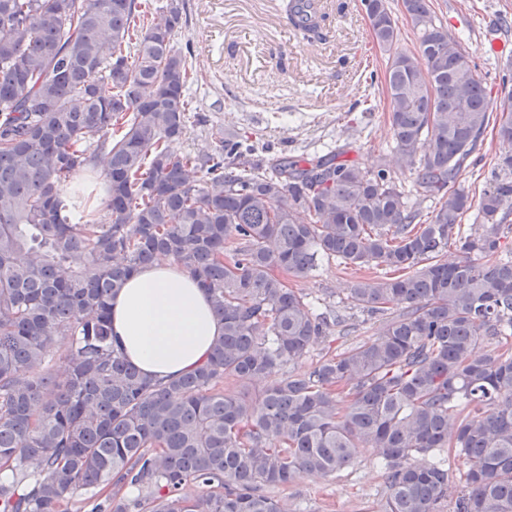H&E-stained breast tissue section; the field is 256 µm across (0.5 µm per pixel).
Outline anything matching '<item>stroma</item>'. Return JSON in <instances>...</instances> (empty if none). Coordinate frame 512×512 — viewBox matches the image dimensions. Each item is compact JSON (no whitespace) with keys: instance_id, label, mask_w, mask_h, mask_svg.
Here are the masks:
<instances>
[{"instance_id":"stroma-1","label":"stroma","mask_w":512,"mask_h":512,"mask_svg":"<svg viewBox=\"0 0 512 512\" xmlns=\"http://www.w3.org/2000/svg\"><path fill=\"white\" fill-rule=\"evenodd\" d=\"M187 25L178 46L188 51L195 77L188 95L199 121L175 151L211 152L212 132L248 139L264 154L311 157L336 142L351 145L349 160L372 169L390 162L394 139L384 73L388 54L374 42L361 0H322L330 30L310 43L279 23V0H186ZM448 35L470 55L493 94L512 90V55L485 53L487 43L512 44V0H431ZM495 131H487L477 162L457 183L480 196L497 154ZM355 279L335 259H319L311 277L296 287L317 306H332L350 328L310 347L298 363L307 369L325 355L375 339L385 321L351 307ZM387 475L372 449L334 475H297L270 494L289 512H382Z\"/></svg>"}]
</instances>
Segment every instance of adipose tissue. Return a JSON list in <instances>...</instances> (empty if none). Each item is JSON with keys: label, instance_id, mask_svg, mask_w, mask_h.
Masks as SVG:
<instances>
[{"label": "adipose tissue", "instance_id": "obj_1", "mask_svg": "<svg viewBox=\"0 0 512 512\" xmlns=\"http://www.w3.org/2000/svg\"><path fill=\"white\" fill-rule=\"evenodd\" d=\"M110 311L117 349L142 373L159 379L194 370L223 331L207 293L168 257L130 277L111 299Z\"/></svg>", "mask_w": 512, "mask_h": 512}]
</instances>
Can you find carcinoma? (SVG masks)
I'll list each match as a JSON object with an SVG mask.
<instances>
[{"label":"carcinoma","instance_id":"1","mask_svg":"<svg viewBox=\"0 0 512 512\" xmlns=\"http://www.w3.org/2000/svg\"><path fill=\"white\" fill-rule=\"evenodd\" d=\"M362 5L390 51L387 0ZM402 9L419 47L388 58L385 83L412 199L341 144L174 152L192 75L183 0H0V512H69L81 490L87 512H284L262 487L336 474L364 448L387 473L384 512H512V153L478 199L456 186L488 126L512 144V94L492 97L429 0ZM279 18L327 38L314 0H281ZM452 238L460 256L444 261ZM320 254L400 275L349 288L385 319L378 338L285 374L346 329L286 282ZM158 255L223 323L207 361L168 382L111 334L110 298ZM226 377L266 385L232 395ZM440 448L466 460L455 495L444 460L409 463Z\"/></svg>","mask_w":512,"mask_h":512}]
</instances>
